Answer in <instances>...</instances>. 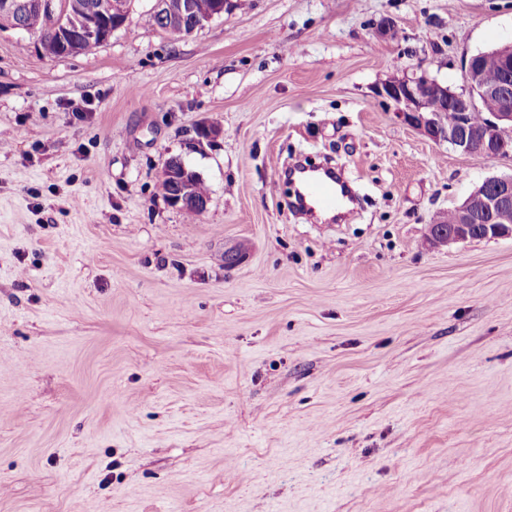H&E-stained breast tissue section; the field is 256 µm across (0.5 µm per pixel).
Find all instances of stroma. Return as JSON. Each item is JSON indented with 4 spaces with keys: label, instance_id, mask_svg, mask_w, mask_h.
Instances as JSON below:
<instances>
[{
    "label": "stroma",
    "instance_id": "1",
    "mask_svg": "<svg viewBox=\"0 0 512 512\" xmlns=\"http://www.w3.org/2000/svg\"><path fill=\"white\" fill-rule=\"evenodd\" d=\"M153 4L89 54L0 29V512H512V238L426 240L512 154L375 94L466 90L512 0H251L177 40ZM303 157L352 215L289 210ZM220 133V129L215 125L203 122L195 128L194 136L185 143L186 148L192 152H203L206 146L212 145ZM171 157H182V155H171L166 158L163 164L162 168V174L161 178L162 181H167L168 183H172L176 189V194H173L175 192L174 187L168 185L166 182L162 183V187L164 190L165 197L168 198V195L173 194L169 196L168 202L178 208H182L188 201L195 200L196 197V187H197V200L200 202L205 197L209 196L208 188L203 182L202 178L198 179V176L195 172L189 171L184 163H180L179 159H172L170 161ZM169 161L171 165L175 167H171L169 164ZM181 165V168L178 169L176 167H179ZM198 179V181H197ZM197 181V183H196ZM196 183V187H195Z\"/></svg>",
    "mask_w": 512,
    "mask_h": 512
}]
</instances>
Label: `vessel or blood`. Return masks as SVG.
Instances as JSON below:
<instances>
[{
    "label": "vessel or blood",
    "instance_id": "obj_1",
    "mask_svg": "<svg viewBox=\"0 0 512 512\" xmlns=\"http://www.w3.org/2000/svg\"><path fill=\"white\" fill-rule=\"evenodd\" d=\"M288 178L297 186L293 207L303 212L332 214L353 197L341 175L329 168L312 174L305 165L297 162L289 167Z\"/></svg>",
    "mask_w": 512,
    "mask_h": 512
}]
</instances>
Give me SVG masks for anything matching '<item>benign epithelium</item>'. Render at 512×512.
I'll use <instances>...</instances> for the list:
<instances>
[{
	"label": "benign epithelium",
	"mask_w": 512,
	"mask_h": 512,
	"mask_svg": "<svg viewBox=\"0 0 512 512\" xmlns=\"http://www.w3.org/2000/svg\"><path fill=\"white\" fill-rule=\"evenodd\" d=\"M169 0H155L153 12L167 28L179 30L183 37L204 28L214 18L236 6V0H211L206 9H200L193 0H184L179 9L172 10ZM130 0H108L94 6L88 5L80 15L67 21L56 0H0V21L14 30H27L28 20L36 16L44 22V34L40 37V48L44 55L51 56L50 46H59L79 35L88 40L104 37L105 22L112 21V30L122 28L129 15ZM502 79L494 84L482 81L478 67V55L466 62L465 71L468 89L455 92L447 84L428 72L412 71L392 76L383 81L378 89L379 97L396 106L395 115L404 123L417 129L429 139L446 143L453 150L465 155H479L497 158L512 154V144L498 138L501 127L512 130V43L494 51ZM487 98L501 102L500 110L487 112L480 123L472 121V114L481 111V104ZM441 102L457 114L456 124L444 126L437 113L430 111L431 102ZM220 135V129L203 122L194 130V136L186 142L192 152H202L212 145ZM161 178L173 184L177 192L168 202L178 208L195 200V183L198 176L187 169L172 167L164 161ZM480 201L490 223L483 225L488 238L512 236V175L491 176L476 187L464 201L454 206L458 223L448 229V235L437 239L441 246L465 242L471 239L477 210L474 201Z\"/></svg>",
	"instance_id": "benign-epithelium-1"
}]
</instances>
